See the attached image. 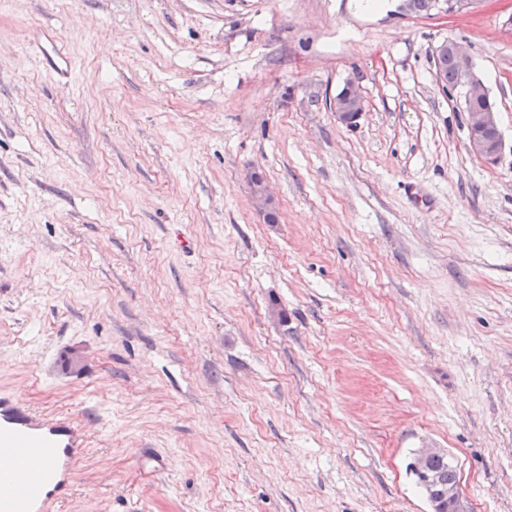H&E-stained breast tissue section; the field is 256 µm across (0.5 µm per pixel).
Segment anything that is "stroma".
Instances as JSON below:
<instances>
[{
  "label": "stroma",
  "mask_w": 512,
  "mask_h": 512,
  "mask_svg": "<svg viewBox=\"0 0 512 512\" xmlns=\"http://www.w3.org/2000/svg\"><path fill=\"white\" fill-rule=\"evenodd\" d=\"M399 5L0 0V390L91 433L58 512H430L426 447L512 512V0ZM417 12H429L431 9H439L449 15H455L464 12L476 1L474 0H413ZM40 44L42 67L55 81L67 85L75 74V65L65 50L58 44L54 35L46 28L35 33ZM437 52L450 53L458 65L460 85L464 89L465 110L468 115V128L471 150L489 164H496L503 151V141L498 122V112L490 104V96L483 81L472 71V62L465 51L455 41H445L437 47ZM448 54H438V82L442 87H455L458 81V70L455 61ZM486 101L487 107L474 108L473 103ZM336 119L345 125L351 126L362 115L364 104L358 87L349 82L333 102ZM251 190L255 205L263 214L265 222L268 224L269 215L277 214L276 207L271 197L266 193V186L261 175L254 173L251 178Z\"/></svg>",
  "instance_id": "obj_1"
}]
</instances>
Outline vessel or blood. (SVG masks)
Returning a JSON list of instances; mask_svg holds the SVG:
<instances>
[{
    "label": "vessel or blood",
    "mask_w": 512,
    "mask_h": 512,
    "mask_svg": "<svg viewBox=\"0 0 512 512\" xmlns=\"http://www.w3.org/2000/svg\"><path fill=\"white\" fill-rule=\"evenodd\" d=\"M40 62L55 81L68 84L75 65L48 29L35 34ZM89 445L78 419L30 409L12 394H0V455L15 460L0 483V512H56L70 495L77 468Z\"/></svg>",
    "instance_id": "vessel-or-blood-1"
}]
</instances>
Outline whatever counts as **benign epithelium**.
Wrapping results in <instances>:
<instances>
[{
	"label": "benign epithelium",
	"mask_w": 512,
	"mask_h": 512,
	"mask_svg": "<svg viewBox=\"0 0 512 512\" xmlns=\"http://www.w3.org/2000/svg\"><path fill=\"white\" fill-rule=\"evenodd\" d=\"M474 0H434L432 8L439 9L449 15L464 12ZM437 51L451 54L458 65L460 85L464 89L465 110L468 115V128L471 150L489 164H495L503 151V141L498 122L496 108L489 104L490 96L483 81L472 71V62L465 51L455 41H445L437 47ZM486 101L484 108H475L473 104ZM336 119L351 126L362 115L364 104L358 87L350 82L336 96L333 102ZM251 190L255 205L267 218L276 212L271 197L266 193V186L261 175L255 173L251 178Z\"/></svg>",
	"instance_id": "7a95c632"
}]
</instances>
